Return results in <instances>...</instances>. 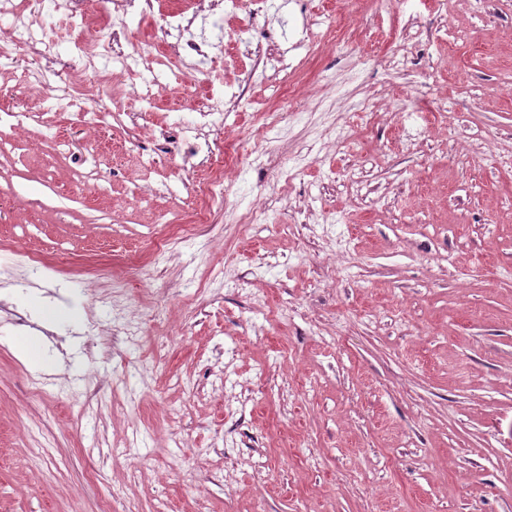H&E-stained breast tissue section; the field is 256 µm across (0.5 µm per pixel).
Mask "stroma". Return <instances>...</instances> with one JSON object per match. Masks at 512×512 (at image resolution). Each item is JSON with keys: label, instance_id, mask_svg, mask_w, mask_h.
<instances>
[{"label": "stroma", "instance_id": "1", "mask_svg": "<svg viewBox=\"0 0 512 512\" xmlns=\"http://www.w3.org/2000/svg\"><path fill=\"white\" fill-rule=\"evenodd\" d=\"M175 7L222 49L144 63ZM110 9L78 5L135 47L122 87L149 111L48 102L0 154V512H512V0H264L243 35L197 0ZM27 22L57 52L0 88L73 61L52 0ZM328 26L341 49L297 60ZM224 94L223 127L194 126ZM258 112L270 151L243 171ZM217 147L231 209L203 192ZM27 330L41 367L13 350Z\"/></svg>", "mask_w": 512, "mask_h": 512}]
</instances>
